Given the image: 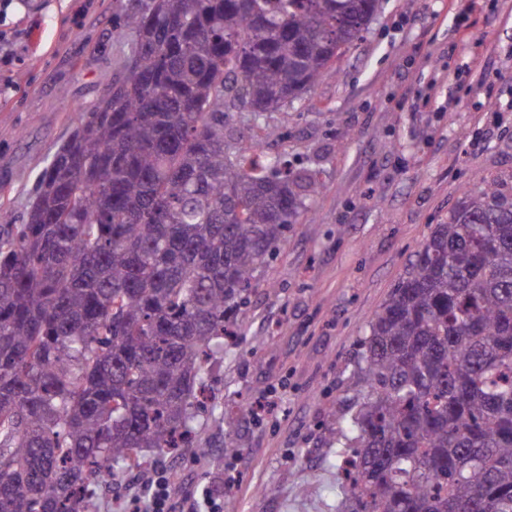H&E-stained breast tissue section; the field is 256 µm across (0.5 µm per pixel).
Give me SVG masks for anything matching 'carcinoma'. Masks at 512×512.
I'll return each instance as SVG.
<instances>
[{"label": "carcinoma", "mask_w": 512, "mask_h": 512, "mask_svg": "<svg viewBox=\"0 0 512 512\" xmlns=\"http://www.w3.org/2000/svg\"><path fill=\"white\" fill-rule=\"evenodd\" d=\"M378 0H135L132 48L0 211V512H91L137 448H195L212 365L320 190L224 138L309 91ZM336 405L350 512H512V194L463 191L368 323Z\"/></svg>", "instance_id": "carcinoma-1"}]
</instances>
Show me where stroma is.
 I'll return each instance as SVG.
<instances>
[{"label": "stroma", "mask_w": 512, "mask_h": 512, "mask_svg": "<svg viewBox=\"0 0 512 512\" xmlns=\"http://www.w3.org/2000/svg\"><path fill=\"white\" fill-rule=\"evenodd\" d=\"M132 0H13L0 31V210L21 221L39 170L122 69ZM70 97L74 109H65ZM355 137L341 138L343 129ZM269 155L300 160L319 194L293 225L241 308L209 386L232 410L200 419L208 452L150 456L167 471L177 512L209 492L237 512H342L329 438L368 321L433 225L464 188L512 189V0H381L362 40L318 84L247 129ZM234 455H225L226 446ZM145 471L115 469L94 512H126Z\"/></svg>", "instance_id": "stroma-1"}]
</instances>
